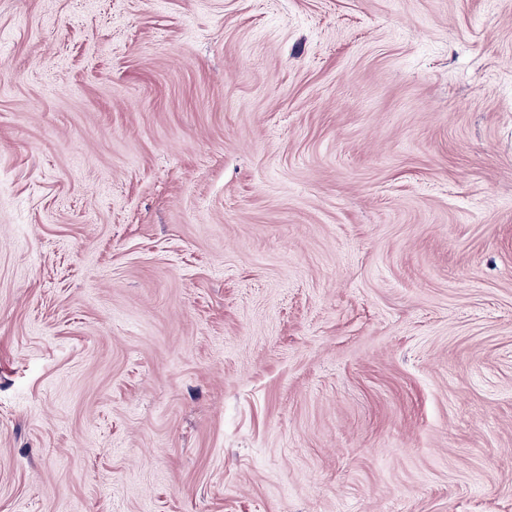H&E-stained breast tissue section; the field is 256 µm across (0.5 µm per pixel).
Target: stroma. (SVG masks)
Returning <instances> with one entry per match:
<instances>
[{
	"label": "stroma",
	"instance_id": "1",
	"mask_svg": "<svg viewBox=\"0 0 512 512\" xmlns=\"http://www.w3.org/2000/svg\"><path fill=\"white\" fill-rule=\"evenodd\" d=\"M0 512H512V0H0Z\"/></svg>",
	"mask_w": 512,
	"mask_h": 512
}]
</instances>
